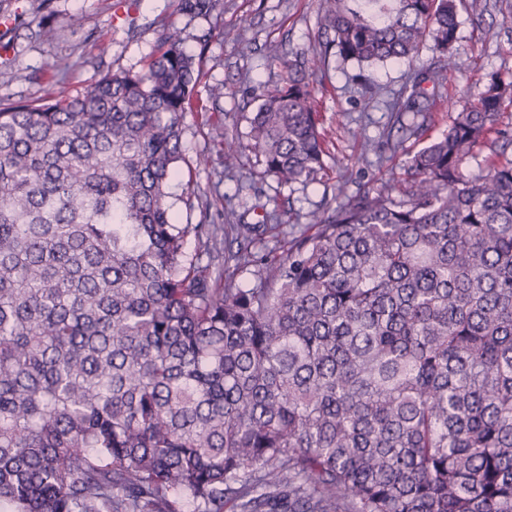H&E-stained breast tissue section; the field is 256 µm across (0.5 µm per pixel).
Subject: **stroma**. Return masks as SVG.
Segmentation results:
<instances>
[{
    "instance_id": "stroma-1",
    "label": "stroma",
    "mask_w": 512,
    "mask_h": 512,
    "mask_svg": "<svg viewBox=\"0 0 512 512\" xmlns=\"http://www.w3.org/2000/svg\"><path fill=\"white\" fill-rule=\"evenodd\" d=\"M223 10L208 15L181 11L179 0H18V16L9 35L7 61L0 64V101H32L45 93V78L56 62L69 70L64 88L77 96L104 74L141 70L156 46L157 23L181 30L191 53L202 54L196 95L201 108L217 122L203 124L197 113L183 119L180 174L169 185V201L178 223H200L204 204L230 205L228 224L254 222L255 204L280 210L282 232L304 227L308 214L332 201L337 190L353 195L367 186L405 179L403 163L435 140L457 112L476 102L491 73L512 77V0H489L482 19L459 10L457 68L446 72L436 102L397 154L364 151L368 140H384L394 119L383 106L415 74L436 66L439 56L423 48L416 62L371 66V87L357 80L359 67L332 56L318 57L321 29L319 0H223ZM305 53L315 88L325 139L324 168L308 184L281 185L253 175L255 157L248 151V117L280 73L272 55ZM243 145V165L224 167L217 141Z\"/></svg>"
}]
</instances>
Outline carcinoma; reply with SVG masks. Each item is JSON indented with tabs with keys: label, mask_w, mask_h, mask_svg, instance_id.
I'll list each match as a JSON object with an SVG mask.
<instances>
[{
	"label": "carcinoma",
	"mask_w": 512,
	"mask_h": 512,
	"mask_svg": "<svg viewBox=\"0 0 512 512\" xmlns=\"http://www.w3.org/2000/svg\"><path fill=\"white\" fill-rule=\"evenodd\" d=\"M221 0H181L209 14ZM321 59L446 61L457 0H320ZM249 118L279 184L323 167L301 56ZM196 56L0 103V502L12 512H512V80L385 183L309 214L178 224ZM420 71L388 109L428 111ZM494 133L484 175L464 165ZM194 238L197 251H187ZM207 262H202V256ZM251 267L257 285L236 277Z\"/></svg>",
	"instance_id": "carcinoma-1"
}]
</instances>
